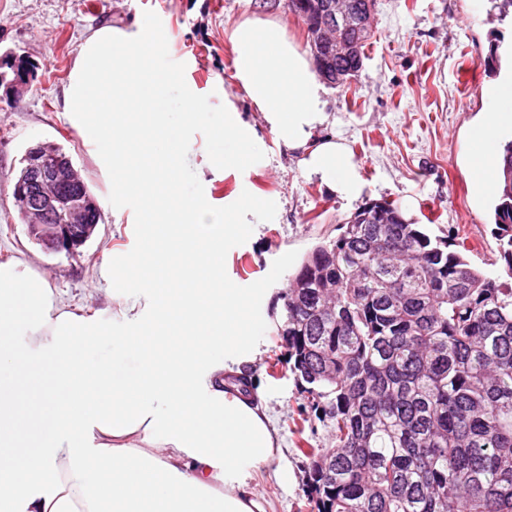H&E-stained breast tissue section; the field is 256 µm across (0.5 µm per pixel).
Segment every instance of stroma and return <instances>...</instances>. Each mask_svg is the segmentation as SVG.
Returning a JSON list of instances; mask_svg holds the SVG:
<instances>
[{"label":"stroma","mask_w":512,"mask_h":512,"mask_svg":"<svg viewBox=\"0 0 512 512\" xmlns=\"http://www.w3.org/2000/svg\"><path fill=\"white\" fill-rule=\"evenodd\" d=\"M246 17L280 21L309 50L306 27L284 0H0V60L17 54L37 71L16 104L8 102L9 85L0 84V262H29L48 273L65 303L111 320L104 256L140 253L142 208L137 198L111 190L92 147L63 110V90L94 30L113 26L132 33L140 24L158 26L163 44L150 56L155 67L176 71L168 90L173 113H180L190 87L207 100L209 122L223 120L229 99L258 132L245 168L231 166L203 182L204 133L195 131L179 191L191 197L208 190L221 210L245 187L259 205L253 223L224 245L225 279L245 290L264 289L250 300L262 350L254 375L276 416L282 454L261 465L255 480L271 512H310L307 461L297 444L305 438L314 447H329V429L308 407L289 369L277 334L281 297L316 245L336 238L362 202L381 199L398 204L430 236L464 242L467 258L486 277L507 281L492 233L493 203L477 196L465 156L468 126L486 108L485 65L494 49L512 47V18L498 20L490 0H376L374 36L359 76L347 87H329L327 95L325 133L349 147L364 181L361 197L348 201L304 175L298 153L277 141L238 90L228 34ZM37 141L64 148L99 207L101 218L79 255L46 251L19 218L12 186L24 152ZM280 467L290 474L284 485L270 477Z\"/></svg>","instance_id":"35a3bbf8"}]
</instances>
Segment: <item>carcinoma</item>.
Wrapping results in <instances>:
<instances>
[{"instance_id":"carcinoma-1","label":"carcinoma","mask_w":512,"mask_h":512,"mask_svg":"<svg viewBox=\"0 0 512 512\" xmlns=\"http://www.w3.org/2000/svg\"><path fill=\"white\" fill-rule=\"evenodd\" d=\"M365 54L323 59L328 82ZM493 220L512 278V141ZM303 259L278 336L331 445H300L312 512H512V286L391 201Z\"/></svg>"}]
</instances>
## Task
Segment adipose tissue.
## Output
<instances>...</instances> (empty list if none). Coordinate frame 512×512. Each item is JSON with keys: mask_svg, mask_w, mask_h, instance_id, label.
<instances>
[{"mask_svg": "<svg viewBox=\"0 0 512 512\" xmlns=\"http://www.w3.org/2000/svg\"><path fill=\"white\" fill-rule=\"evenodd\" d=\"M161 39L148 26L93 32L63 109L108 167L113 189L144 201L143 255L110 254L106 268L130 271L146 260L173 276L141 279L133 295L113 286L112 316L124 327L114 337L99 315L59 302L33 266L0 263V512H269L254 472L281 446L267 408L230 382L260 350L247 294L224 280V242L255 202L240 193L224 214L205 191L175 198L188 128H205L212 146L228 139L247 149L257 135L229 100L223 124H208L206 104L191 92L181 118H171L172 75L145 57ZM230 42L239 89L277 140L300 152L303 172L340 198L359 196L348 147L314 138L330 120L327 89L285 27L247 18ZM486 98L469 157L476 191L491 197L512 104ZM201 224L224 231L204 237ZM105 339L111 360L89 363Z\"/></svg>", "mask_w": 512, "mask_h": 512, "instance_id": "1", "label": "adipose tissue"}]
</instances>
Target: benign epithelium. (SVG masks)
<instances>
[{
  "label": "benign epithelium",
  "instance_id": "7a95c632",
  "mask_svg": "<svg viewBox=\"0 0 512 512\" xmlns=\"http://www.w3.org/2000/svg\"><path fill=\"white\" fill-rule=\"evenodd\" d=\"M308 28L314 35L312 47L325 48L340 57L352 50L351 43L340 33L362 32L370 24L371 13L354 10L348 0H312ZM15 65L26 70L23 77L10 81L13 96L21 97L36 78L34 68L20 59ZM30 165L14 186V199L28 226L39 231L41 243L49 250L78 253L88 234L85 224L88 211L95 209L94 199L79 192L69 194L65 189L82 186L81 175L68 159L56 155L55 146L37 143L28 148Z\"/></svg>",
  "mask_w": 512,
  "mask_h": 512
}]
</instances>
